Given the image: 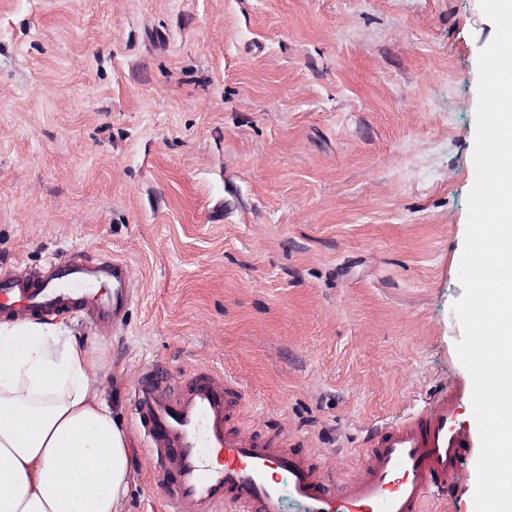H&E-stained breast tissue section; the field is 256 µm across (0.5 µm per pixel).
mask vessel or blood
<instances>
[{
    "mask_svg": "<svg viewBox=\"0 0 512 512\" xmlns=\"http://www.w3.org/2000/svg\"><path fill=\"white\" fill-rule=\"evenodd\" d=\"M134 288L125 262L67 258L41 272L0 276V315L78 310L102 328L119 324ZM236 381L206 371L169 381L142 367L131 390L134 411L154 448V476L168 485L170 512H422L459 481L473 448L457 411L473 385L457 382L416 415L386 423L361 452L354 473L339 478L307 462L286 441L241 432Z\"/></svg>",
    "mask_w": 512,
    "mask_h": 512,
    "instance_id": "1",
    "label": "vessel or blood"
}]
</instances>
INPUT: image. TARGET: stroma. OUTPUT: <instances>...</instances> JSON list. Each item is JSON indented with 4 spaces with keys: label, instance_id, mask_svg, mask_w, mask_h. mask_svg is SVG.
<instances>
[{
    "label": "stroma",
    "instance_id": "35a3bbf8",
    "mask_svg": "<svg viewBox=\"0 0 512 512\" xmlns=\"http://www.w3.org/2000/svg\"><path fill=\"white\" fill-rule=\"evenodd\" d=\"M479 0H0V271L116 255L94 355L168 512L135 371L235 379L238 424L351 473L469 373L453 305L475 183ZM479 450L432 512H476Z\"/></svg>",
    "mask_w": 512,
    "mask_h": 512
}]
</instances>
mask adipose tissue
<instances>
[{"instance_id": "ef3b65f1", "label": "adipose tissue", "mask_w": 512, "mask_h": 512, "mask_svg": "<svg viewBox=\"0 0 512 512\" xmlns=\"http://www.w3.org/2000/svg\"><path fill=\"white\" fill-rule=\"evenodd\" d=\"M104 392L69 331L0 323V512H123L129 438Z\"/></svg>"}]
</instances>
